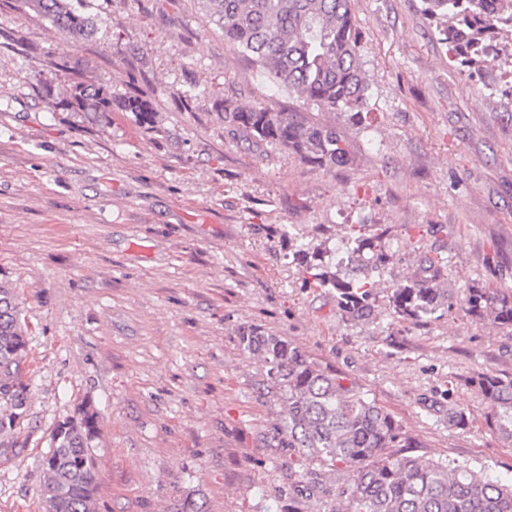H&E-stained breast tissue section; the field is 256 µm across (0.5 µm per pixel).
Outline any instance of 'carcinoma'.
<instances>
[{"label": "carcinoma", "instance_id": "1", "mask_svg": "<svg viewBox=\"0 0 512 512\" xmlns=\"http://www.w3.org/2000/svg\"><path fill=\"white\" fill-rule=\"evenodd\" d=\"M58 30L81 38L92 18L67 0H29ZM224 42L245 57L273 87L304 96L330 112L360 121L369 84L359 55V31L351 0H199ZM424 12L463 64L481 65L491 55L512 54V0H424ZM58 106L108 122L112 107L152 123L151 103L141 95L112 101L105 85L79 81ZM224 122L260 145L290 152L333 169L348 161L336 129L301 112L269 105L241 110L219 102ZM307 286L332 288L338 307L354 321L370 318L379 299L378 280L393 258L381 245L386 232L351 237L359 276L331 270L328 252L310 250L298 234L281 230ZM448 261L428 258L392 290L395 317L412 324L448 303ZM466 314L492 316L512 326V290L472 286L462 303ZM27 328L18 297L0 282V458L19 454L29 387L24 374ZM240 344L267 367L281 392L285 417L281 444L299 457L317 459L351 473L347 512H512V483L503 484L465 463L449 465L402 452L413 446L391 413L360 391L350 377L316 363L301 347L258 326L242 332ZM471 383L487 402V423L512 446V375L480 374ZM97 413L87 405L57 424L43 461L40 489L45 512H96L98 491Z\"/></svg>", "mask_w": 512, "mask_h": 512}]
</instances>
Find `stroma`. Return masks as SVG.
Here are the masks:
<instances>
[{"label": "stroma", "instance_id": "35a3bbf8", "mask_svg": "<svg viewBox=\"0 0 512 512\" xmlns=\"http://www.w3.org/2000/svg\"><path fill=\"white\" fill-rule=\"evenodd\" d=\"M351 5L369 82L360 122L267 84L198 0H83L96 29L80 42L26 0H0V281L21 302L29 383L0 512H44L51 432L83 402L98 415L97 512H335L349 473L282 448V398L239 341L254 325L348 374L414 455L512 482V447L471 384L512 374V326L456 309L413 325L385 298L350 321L335 290L303 287L279 235L339 256L351 230L386 227L397 254L382 291L436 256L452 299L475 283L512 289V61L461 65L423 0ZM82 76L145 96L153 123L57 107ZM223 98L333 125L349 163L256 146L225 123Z\"/></svg>", "mask_w": 512, "mask_h": 512}]
</instances>
